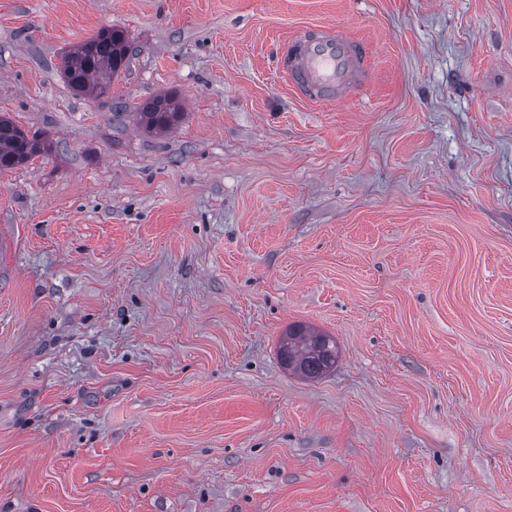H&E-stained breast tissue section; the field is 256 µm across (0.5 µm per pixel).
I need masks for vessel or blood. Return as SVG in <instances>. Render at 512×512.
Listing matches in <instances>:
<instances>
[{"label":"vessel or blood","mask_w":512,"mask_h":512,"mask_svg":"<svg viewBox=\"0 0 512 512\" xmlns=\"http://www.w3.org/2000/svg\"><path fill=\"white\" fill-rule=\"evenodd\" d=\"M274 65L296 95L315 104L344 100L370 76L362 40L340 32L329 36L309 28L276 46Z\"/></svg>","instance_id":"b4317fda"}]
</instances>
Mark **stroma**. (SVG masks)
Returning a JSON list of instances; mask_svg holds the SVG:
<instances>
[{
	"label": "stroma",
	"instance_id": "1",
	"mask_svg": "<svg viewBox=\"0 0 512 512\" xmlns=\"http://www.w3.org/2000/svg\"><path fill=\"white\" fill-rule=\"evenodd\" d=\"M314 26L343 103L273 66ZM0 114L51 145L0 172V512H512V0H0ZM131 55L132 47L123 30L102 28L67 52L62 75L78 93L94 98L110 97L112 79L127 68ZM275 69L300 98L331 105L344 100L370 76L365 43L344 33L305 29L274 50ZM139 126L148 133H165L183 117L182 106L168 93L141 103L134 112ZM279 357L288 371L304 379H315L336 365V341L326 333L309 326L295 324L281 336Z\"/></svg>",
	"mask_w": 512,
	"mask_h": 512
}]
</instances>
